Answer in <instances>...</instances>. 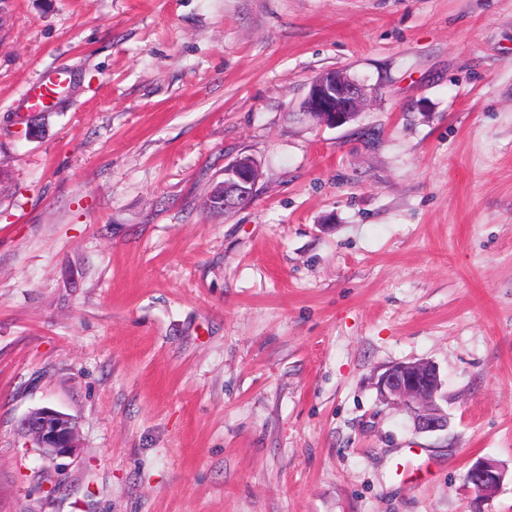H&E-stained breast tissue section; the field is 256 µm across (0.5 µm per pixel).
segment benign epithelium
Segmentation results:
<instances>
[{"mask_svg": "<svg viewBox=\"0 0 512 512\" xmlns=\"http://www.w3.org/2000/svg\"><path fill=\"white\" fill-rule=\"evenodd\" d=\"M368 97V88L342 70H328L311 83L301 109L317 124L336 128L353 120ZM261 177L259 162L251 155H239L224 165L223 178L212 185L206 208L229 215L250 201ZM443 380L439 368L428 361L396 363L377 380L382 400L408 412L418 433H436L448 427V414L438 404ZM47 457L76 452L77 428L74 419L55 409L40 408L27 413L20 422ZM505 473L491 460L474 462L466 473V487L488 500L497 493Z\"/></svg>", "mask_w": 512, "mask_h": 512, "instance_id": "obj_1", "label": "benign epithelium"}]
</instances>
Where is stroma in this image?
Returning a JSON list of instances; mask_svg holds the SVG:
<instances>
[{"mask_svg": "<svg viewBox=\"0 0 512 512\" xmlns=\"http://www.w3.org/2000/svg\"><path fill=\"white\" fill-rule=\"evenodd\" d=\"M0 169V512H512V0H0ZM418 360L434 434L375 386ZM64 74L59 70L50 71L42 81L33 82L26 91V101L30 107L44 106L63 82ZM368 97V88L342 70H328L311 83L301 109L317 124L336 128L353 120ZM223 178L215 181L206 208L227 216L250 201L261 177L259 162L251 155H239L224 165ZM20 427L47 457L73 455L79 448L74 419L55 409L30 411L21 419ZM504 469L491 460H477L466 473V487L479 498L489 500L503 482Z\"/></svg>", "mask_w": 512, "mask_h": 512, "instance_id": "35a3bbf8", "label": "stroma"}]
</instances>
